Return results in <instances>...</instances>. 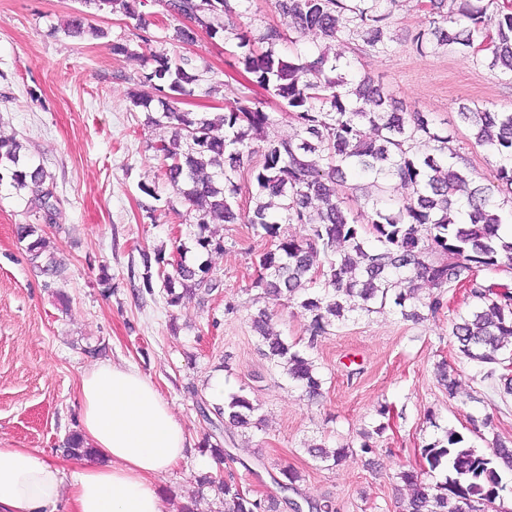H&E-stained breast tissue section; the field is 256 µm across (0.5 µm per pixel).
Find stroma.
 <instances>
[{
	"label": "stroma",
	"mask_w": 512,
	"mask_h": 512,
	"mask_svg": "<svg viewBox=\"0 0 512 512\" xmlns=\"http://www.w3.org/2000/svg\"><path fill=\"white\" fill-rule=\"evenodd\" d=\"M418 0H401L390 19L396 37L391 52L374 54L349 43L360 74L380 84L408 107L431 113L454 135L472 178L490 180L495 159L473 146L460 126V100L512 110V82L461 48L421 56L411 38L427 25ZM82 0H0V134L15 136L34 164L55 178L60 199L56 223L42 227L61 276L31 263L18 225L27 223L23 201L0 189V448H32L68 465L67 436L80 421L77 387L95 359L134 364L157 385L183 421L186 455L156 484L170 512L189 504L194 512H222L216 488L202 484V448L209 432L198 410L209 400L213 381L225 393H244L258 404L257 426L232 429L223 444L233 459L209 474L235 476L242 486L264 495L280 490L258 462L290 465L302 479L297 487L310 499H335L339 512H402L410 494L396 480L403 466L418 462L421 449L455 429L468 445L486 450L494 436L512 439V396L504 398L483 381L477 364L458 360L449 335L451 320L467 311L462 288L444 291L440 314L413 323L392 307L361 314L346 327L330 330L308 348L309 320L296 305L268 306L255 288L256 261L267 244L244 224H215L224 250L210 256L220 283L212 294L168 306L162 283L153 293L141 286L142 253L187 244L195 230L187 205L160 206L153 218L138 207L141 182L158 173L148 143L160 133L145 114L129 108L127 94L147 68L148 50L125 57L112 45L130 39L131 19L90 11L91 24L104 28L102 40L65 36L61 24L83 10ZM231 40L199 35L190 46L166 44L170 55L185 54L210 66L225 86L219 94L195 89L184 109L220 113L240 93L244 76L234 65ZM109 285H101V274ZM69 298L61 307L58 293ZM271 307L282 336L309 353L324 380L323 395L308 399L263 356L249 318ZM456 364L471 401L449 399L438 384V362ZM387 415H379L380 406ZM491 415L492 425L473 434L470 417ZM371 432L374 468L351 455L335 468L309 457L308 444H360Z\"/></svg>",
	"instance_id": "1"
}]
</instances>
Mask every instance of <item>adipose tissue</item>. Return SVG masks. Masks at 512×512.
Returning <instances> with one entry per match:
<instances>
[{
  "instance_id": "1",
  "label": "adipose tissue",
  "mask_w": 512,
  "mask_h": 512,
  "mask_svg": "<svg viewBox=\"0 0 512 512\" xmlns=\"http://www.w3.org/2000/svg\"><path fill=\"white\" fill-rule=\"evenodd\" d=\"M80 432L97 458L74 472L31 448L0 449V512H167L155 479L184 457L182 420L136 367L96 362L80 379Z\"/></svg>"
}]
</instances>
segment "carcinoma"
I'll list each match as a JSON object with an SVG mask.
<instances>
[{
    "label": "carcinoma",
    "mask_w": 512,
    "mask_h": 512,
    "mask_svg": "<svg viewBox=\"0 0 512 512\" xmlns=\"http://www.w3.org/2000/svg\"><path fill=\"white\" fill-rule=\"evenodd\" d=\"M398 0H274L284 26L269 24L256 36L235 34L234 56L251 78L252 89L240 92L212 119L207 112L180 108L195 86L206 94L224 86L206 65L164 50L150 55L151 68L139 77L155 91V98L133 92L131 105L147 112L146 124L171 130L149 149L159 161L158 178L175 198L162 199L156 186L140 184L152 199L139 207L153 217L155 203L169 207L178 199L194 212V248L199 255L224 250L209 230L212 224H246L271 243L257 261L255 286L278 304L294 301L310 318L308 347L335 327L346 326L350 315L372 313L391 303L404 320L422 318L424 308L435 316L444 308L443 289L465 286L471 299L468 311L451 322L458 354L484 369L483 379L512 396V288L489 277L512 268V238L501 230L512 221V112H498L463 102L457 117L473 145L491 151L492 177L505 197L497 200L491 188L477 185L465 159L449 143L452 136L435 125L427 112L407 111L392 94L356 72L352 59L338 46L355 38L365 50L387 53L394 37L388 20ZM101 11L120 13L135 21L140 45L180 42L191 44L198 35L210 38L228 31L225 19L248 11L251 0H161L165 14L190 20L173 29L154 13L146 0H84ZM428 27L413 37L423 56L442 47L468 49L481 62L512 78V7L482 4V0H429ZM320 35L335 47L301 53L291 34ZM70 37L104 39L107 32L85 25L76 14L66 23ZM285 109L296 125L292 137L271 129L282 113L269 111V100ZM260 141L262 161L251 169L256 193L248 209L236 206V175L255 153ZM410 189L409 196L387 203L395 183ZM27 192L26 214L31 221L18 227L27 241L32 261L45 259L43 270L57 272L53 253L47 252L40 225L54 224L59 198L54 177L25 159L24 147L14 136L0 134V186ZM348 190L338 193L336 186ZM359 204L354 210L349 202ZM284 224H299L304 234L289 236ZM142 285L153 293L154 276L163 280L167 304L177 307L187 296L209 294L219 288L209 264L176 262L163 248L143 254ZM172 271H166V267ZM263 354L281 368L310 397L322 395V380L313 360L294 349L275 331L272 314L259 311L251 318ZM438 382L448 397L461 395L457 373L443 363ZM258 410L244 394L214 406L215 429L246 428ZM63 451L83 458L94 456L80 434L72 432ZM306 453L331 469L353 454L352 444L335 448L310 444ZM426 465L399 472L410 488L403 512H489L506 490L501 471H512V441L494 439L490 452L465 444L453 428L426 445ZM441 470L443 479L426 480ZM273 482L284 492L298 493L299 475L285 467ZM216 484L224 512H274L277 501L260 498L242 488L234 477ZM293 509L337 512L330 497L290 501Z\"/></svg>",
    "instance_id": "1"
}]
</instances>
